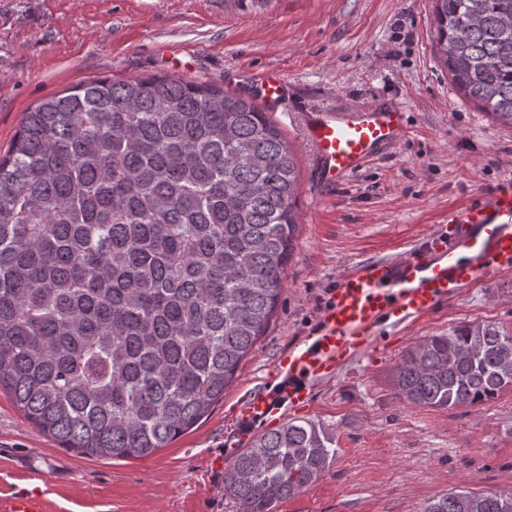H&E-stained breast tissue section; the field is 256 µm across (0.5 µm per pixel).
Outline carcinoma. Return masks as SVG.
Listing matches in <instances>:
<instances>
[{"label": "carcinoma", "instance_id": "cac0c4a2", "mask_svg": "<svg viewBox=\"0 0 512 512\" xmlns=\"http://www.w3.org/2000/svg\"><path fill=\"white\" fill-rule=\"evenodd\" d=\"M451 80L512 126V0H432ZM298 165L253 97L180 76L91 80L25 112L0 156V392L63 448L144 457L224 396L264 333L297 231ZM399 399L454 409L512 389V331L412 346ZM336 457L320 423L255 437L224 470L276 512ZM424 512H512L459 489Z\"/></svg>", "mask_w": 512, "mask_h": 512}]
</instances>
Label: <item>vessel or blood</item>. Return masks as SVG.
<instances>
[{"instance_id":"obj_1","label":"vessel or blood","mask_w":512,"mask_h":512,"mask_svg":"<svg viewBox=\"0 0 512 512\" xmlns=\"http://www.w3.org/2000/svg\"><path fill=\"white\" fill-rule=\"evenodd\" d=\"M259 91L263 102H279L288 92V78L269 71L260 78ZM303 117L315 149L317 185L324 192L343 184L408 132L405 114L395 103L326 106ZM428 242L427 252L396 262H364L343 274L303 343L280 361L269 384L244 394V420L262 421L306 399L310 384L334 377L393 314L422 317L461 288L493 273L511 272L512 183L449 212Z\"/></svg>"}]
</instances>
